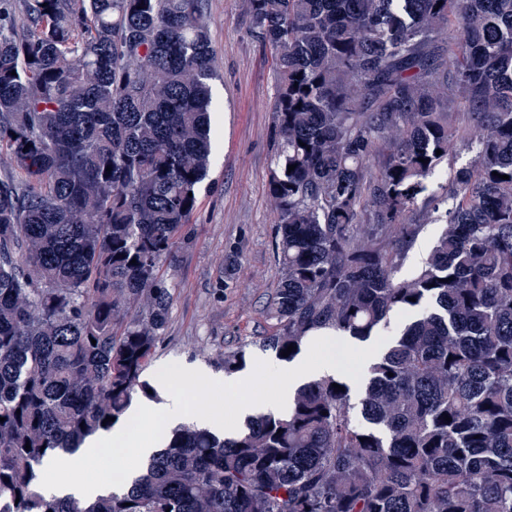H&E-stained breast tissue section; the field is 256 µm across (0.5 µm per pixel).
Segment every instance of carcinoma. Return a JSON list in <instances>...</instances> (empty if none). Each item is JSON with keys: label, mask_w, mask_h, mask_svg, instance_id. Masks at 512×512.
<instances>
[{"label": "carcinoma", "mask_w": 512, "mask_h": 512, "mask_svg": "<svg viewBox=\"0 0 512 512\" xmlns=\"http://www.w3.org/2000/svg\"><path fill=\"white\" fill-rule=\"evenodd\" d=\"M248 11L276 58L278 279L269 332L219 363L411 321L357 393L316 377L234 436L178 427L121 496L46 494L45 462L150 389L215 56L205 0H0V512H512V0ZM468 137L440 216L427 179ZM422 218L442 231L401 278Z\"/></svg>", "instance_id": "cac0c4a2"}]
</instances>
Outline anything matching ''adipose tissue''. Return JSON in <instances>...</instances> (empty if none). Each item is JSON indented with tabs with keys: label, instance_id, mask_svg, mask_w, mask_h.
I'll return each mask as SVG.
<instances>
[{
	"label": "adipose tissue",
	"instance_id": "ef3b65f1",
	"mask_svg": "<svg viewBox=\"0 0 512 512\" xmlns=\"http://www.w3.org/2000/svg\"><path fill=\"white\" fill-rule=\"evenodd\" d=\"M257 363L270 377L271 394L255 392L254 375L249 371L224 375L201 367L162 368L154 383L156 398L137 400L125 417L114 424L111 433L86 439L71 456V469L93 464L98 468L97 477L78 481L51 463L47 466L53 474L49 491L59 497L80 500L110 491L126 492L141 475L142 464L161 450L167 432L176 426L190 421L230 435L249 417L268 412L286 413L294 390L309 379L344 371L341 362L332 355L314 360L302 354L289 363L261 357ZM191 388L222 390L233 395L232 419H225L220 407L190 408L185 393Z\"/></svg>",
	"mask_w": 512,
	"mask_h": 512
}]
</instances>
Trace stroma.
Returning a JSON list of instances; mask_svg holds the SVG:
<instances>
[{
  "label": "stroma",
  "mask_w": 512,
  "mask_h": 512,
  "mask_svg": "<svg viewBox=\"0 0 512 512\" xmlns=\"http://www.w3.org/2000/svg\"><path fill=\"white\" fill-rule=\"evenodd\" d=\"M206 6L219 73L212 83L218 141L189 236L161 267L175 296L147 381L165 363L219 370V352L265 335L277 282V214L267 193L276 149L275 54L254 33L248 0Z\"/></svg>",
  "instance_id": "obj_1"
}]
</instances>
